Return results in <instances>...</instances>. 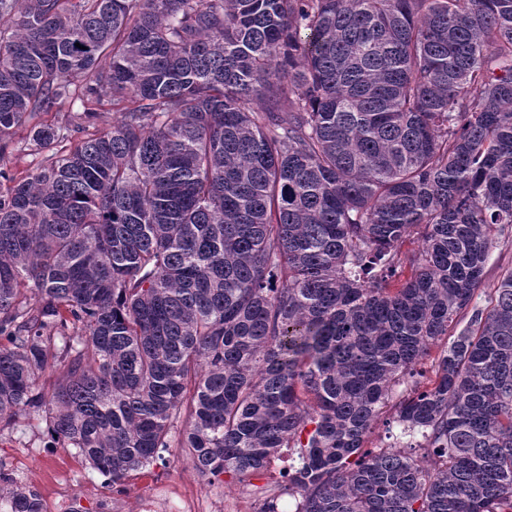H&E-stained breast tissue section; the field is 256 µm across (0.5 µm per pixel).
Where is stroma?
I'll return each mask as SVG.
<instances>
[{"instance_id":"35a3bbf8","label":"stroma","mask_w":512,"mask_h":512,"mask_svg":"<svg viewBox=\"0 0 512 512\" xmlns=\"http://www.w3.org/2000/svg\"><path fill=\"white\" fill-rule=\"evenodd\" d=\"M46 423L32 411L19 412L12 428L0 432V470L35 487L44 512H256L263 491L276 487L287 457L238 482L206 478L193 468L184 449L172 447L166 464L135 473L124 493H113L102 475L74 451L46 445Z\"/></svg>"}]
</instances>
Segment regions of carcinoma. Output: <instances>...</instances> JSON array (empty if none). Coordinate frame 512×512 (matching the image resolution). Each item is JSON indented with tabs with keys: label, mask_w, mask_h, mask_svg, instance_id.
Wrapping results in <instances>:
<instances>
[{
	"label": "carcinoma",
	"mask_w": 512,
	"mask_h": 512,
	"mask_svg": "<svg viewBox=\"0 0 512 512\" xmlns=\"http://www.w3.org/2000/svg\"><path fill=\"white\" fill-rule=\"evenodd\" d=\"M0 179V432L116 488L292 449L257 512H512V0H0ZM386 413L423 442L364 449ZM512 267V234L501 238L499 244L492 250L485 268L483 288H493L503 269Z\"/></svg>",
	"instance_id": "carcinoma-1"
}]
</instances>
